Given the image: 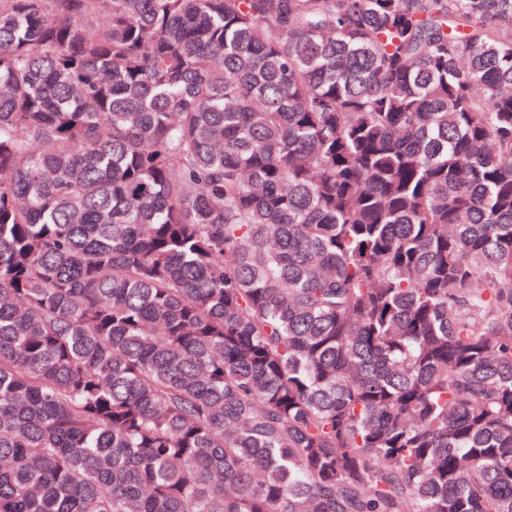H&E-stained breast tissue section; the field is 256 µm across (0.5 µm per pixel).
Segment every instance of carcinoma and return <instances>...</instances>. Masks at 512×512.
<instances>
[{"label":"carcinoma","mask_w":512,"mask_h":512,"mask_svg":"<svg viewBox=\"0 0 512 512\" xmlns=\"http://www.w3.org/2000/svg\"><path fill=\"white\" fill-rule=\"evenodd\" d=\"M0 512H512V0H0Z\"/></svg>","instance_id":"1"}]
</instances>
